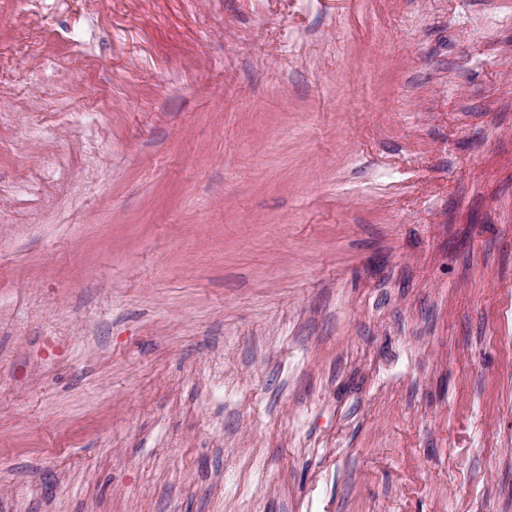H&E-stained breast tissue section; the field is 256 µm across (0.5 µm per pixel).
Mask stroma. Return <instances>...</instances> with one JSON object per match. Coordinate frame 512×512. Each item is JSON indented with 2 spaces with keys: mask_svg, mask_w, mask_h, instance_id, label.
I'll return each mask as SVG.
<instances>
[{
  "mask_svg": "<svg viewBox=\"0 0 512 512\" xmlns=\"http://www.w3.org/2000/svg\"><path fill=\"white\" fill-rule=\"evenodd\" d=\"M512 0H0V512H512Z\"/></svg>",
  "mask_w": 512,
  "mask_h": 512,
  "instance_id": "obj_1",
  "label": "stroma"
}]
</instances>
